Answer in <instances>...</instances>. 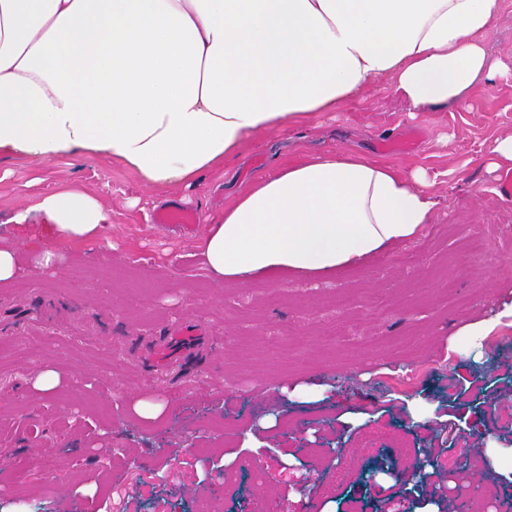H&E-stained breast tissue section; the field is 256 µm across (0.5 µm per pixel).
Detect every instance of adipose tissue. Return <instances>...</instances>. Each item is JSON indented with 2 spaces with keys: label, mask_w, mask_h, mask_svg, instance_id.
Masks as SVG:
<instances>
[{
  "label": "adipose tissue",
  "mask_w": 512,
  "mask_h": 512,
  "mask_svg": "<svg viewBox=\"0 0 512 512\" xmlns=\"http://www.w3.org/2000/svg\"><path fill=\"white\" fill-rule=\"evenodd\" d=\"M502 0H0V158H108L157 188L197 186L254 134L331 112L371 85L414 112L469 108L512 74L482 36ZM423 169L325 152L261 175L197 247L216 282L353 268L417 238L436 202ZM59 239L98 243L109 215L68 187L18 208L0 284L22 265L31 213Z\"/></svg>",
  "instance_id": "1"
}]
</instances>
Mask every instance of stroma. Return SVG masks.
I'll return each mask as SVG.
<instances>
[{"label": "stroma", "mask_w": 512, "mask_h": 512, "mask_svg": "<svg viewBox=\"0 0 512 512\" xmlns=\"http://www.w3.org/2000/svg\"><path fill=\"white\" fill-rule=\"evenodd\" d=\"M512 134V77L481 86L467 112H410L383 84L306 122L251 137L192 190L158 194L109 160L72 157L39 165L0 160V224L21 205L67 184L96 196L110 221L87 247L59 242L65 265L25 267L0 286V512H336L384 501L407 512H458L475 484L490 488L485 512H512V482L481 464L486 441L512 448V323L462 360L448 342L463 326L512 300V200L487 173L486 146ZM411 138L402 153L379 145ZM355 150L433 177L435 217L416 241L361 268L279 273L216 283L198 234L153 224L161 205L217 215L251 179L307 155ZM484 246L470 266L454 259L472 235ZM201 324L215 351L192 364L152 367L143 357L170 330ZM51 366L50 396L31 388ZM315 381L323 399L304 403L281 386ZM161 399L156 421L141 400ZM435 407L429 423L407 405ZM278 426L262 429L267 414ZM418 449L429 485L388 438ZM257 447H245L247 434ZM119 444L128 457L113 462ZM384 467L368 489L362 472ZM347 471L337 488V468ZM95 494H88L89 484Z\"/></svg>", "instance_id": "stroma-1"}]
</instances>
